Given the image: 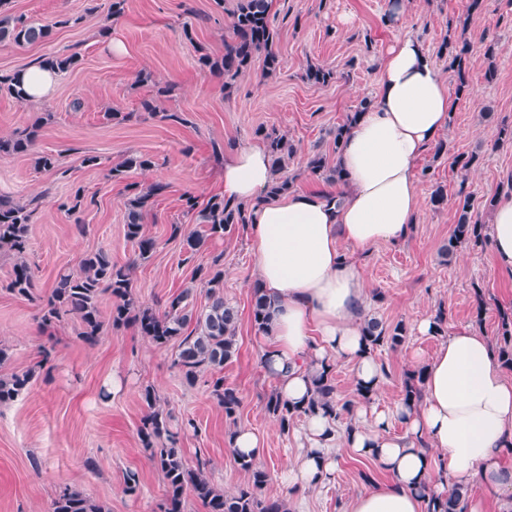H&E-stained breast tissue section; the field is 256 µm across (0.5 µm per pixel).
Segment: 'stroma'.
I'll list each match as a JSON object with an SVG mask.
<instances>
[{"instance_id":"obj_1","label":"stroma","mask_w":512,"mask_h":512,"mask_svg":"<svg viewBox=\"0 0 512 512\" xmlns=\"http://www.w3.org/2000/svg\"><path fill=\"white\" fill-rule=\"evenodd\" d=\"M470 0H407V30L435 56L446 83H454L448 61L436 53L448 27L467 20L472 46L470 83L474 93L458 98L448 126L440 135L448 150L427 149L417 162L428 171L421 182L424 195L413 234L397 246L378 245L362 258L371 294L369 316L384 323L404 322L405 342L396 350L379 352L386 370L374 399L377 408L401 400L404 374L437 350L440 337L420 335L416 323L446 309L449 328L479 324L489 338L498 334V307L512 306V274L502 272L491 248H458L445 257L444 248L457 222L453 203L433 206L432 184L456 194L466 186L482 223L491 212L485 206L502 185L512 180V144L497 143L501 125L512 124V0H485L469 11ZM236 0H127L119 18L107 15L106 0H8L12 16L52 25L51 37L18 47L0 44V74L24 71L43 57L76 54L80 62L60 73L48 100L17 103L0 92V138L8 139L43 118L31 154L0 156V194L33 204L26 260L33 275V296L11 293L14 259L0 254V346L10 358L0 374L35 369L28 392L0 405V512H50L64 488L82 491L105 504L109 512H159L165 497L160 471L138 435L146 410L141 395L156 390L160 405L178 431L188 462L197 455L209 461V475L224 491H235L248 479L230 449L234 430L255 431L266 448L261 461L268 473L263 497L303 502L307 512H344L365 484L359 474L371 472L374 481L385 475L372 461L340 449L334 477L323 486L297 491L280 475L297 451L295 431L281 430L267 413L265 401L273 389L262 375V335L250 321V298L257 283L256 255L248 227H237L221 239H211L194 256H186L171 227L198 229L196 213L186 211L183 194L206 202L217 191L222 159L213 145L231 150L257 142V128L288 136L296 153L288 163L296 175V190L320 187L305 169L307 158L327 149L330 130L345 122L363 98L376 92L375 71L380 55L395 32L382 17L387 0H273V24L278 38L280 69L265 77L254 63L231 90L198 63L199 50L220 55L228 36ZM68 26H59L61 18ZM125 45L113 54L112 40ZM497 46V77L486 82L483 48ZM319 63L336 73V80L316 87L303 78L307 64ZM173 85L160 114L140 108L154 84ZM117 110L127 121L108 120ZM166 112L182 113L184 123L163 120ZM480 151L484 163L461 180L452 166L459 153ZM38 153L55 155L57 166L45 171L34 164ZM132 154H146L153 168L130 173L127 182L108 177L110 167ZM98 156L90 167L86 157ZM148 187L165 184L145 216L143 232L157 248L149 261L135 258L124 236L127 183ZM82 194L76 212L63 202ZM102 250L114 263L130 265L138 302L161 308L182 289H194V307L206 303V286L195 270L221 260L224 300L238 311V354L226 363V383L239 391L241 407L235 419L211 397L209 373L190 386L173 365L175 351L159 348L138 335L133 326L105 324L96 344L85 343L81 327L64 317L44 328L42 305L59 274L77 270L82 256ZM482 288L486 306L475 310V288ZM122 387L102 398L113 379ZM195 429H187V420ZM136 473L139 488L128 494L125 479Z\"/></svg>"}]
</instances>
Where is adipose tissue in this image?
I'll list each match as a JSON object with an SVG mask.
<instances>
[{"mask_svg": "<svg viewBox=\"0 0 512 512\" xmlns=\"http://www.w3.org/2000/svg\"><path fill=\"white\" fill-rule=\"evenodd\" d=\"M404 0L389 20L396 35L376 69L370 108L349 130L339 155L349 193L342 205L320 192L274 200V178L263 146L237 147L224 159L221 195L251 208L250 234L259 284L271 302L261 359L283 400L306 406L313 379L345 360L354 382L381 389L383 374L365 348L363 314L369 293L362 269L343 245L363 251L404 241L421 205L416 161L447 127L455 95L422 44L405 29ZM497 265L512 273V192L497 195L489 224ZM418 404L380 411L358 405L353 429L338 435L323 411L303 417L299 447L282 473L288 486L314 489L331 479L338 446L375 461L387 482L350 500L346 512H427L449 485L480 481L512 512V376L494 344L464 327L445 336L424 363Z\"/></svg>", "mask_w": 512, "mask_h": 512, "instance_id": "1", "label": "adipose tissue"}]
</instances>
